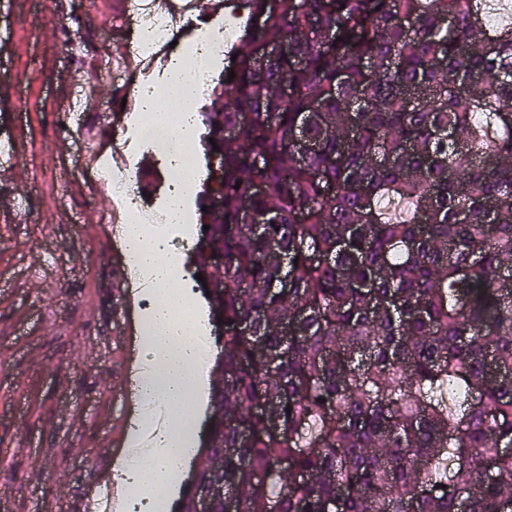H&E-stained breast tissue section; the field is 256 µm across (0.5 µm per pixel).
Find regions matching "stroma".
<instances>
[{
  "label": "stroma",
  "instance_id": "35a3bbf8",
  "mask_svg": "<svg viewBox=\"0 0 512 512\" xmlns=\"http://www.w3.org/2000/svg\"><path fill=\"white\" fill-rule=\"evenodd\" d=\"M126 7L0 0V139L24 172L0 179V512H98L137 411L124 383L152 299L118 282L119 206L97 172L165 164L131 99L143 72L109 68Z\"/></svg>",
  "mask_w": 512,
  "mask_h": 512
}]
</instances>
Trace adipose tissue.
<instances>
[{"label": "adipose tissue", "instance_id": "adipose-tissue-1", "mask_svg": "<svg viewBox=\"0 0 512 512\" xmlns=\"http://www.w3.org/2000/svg\"><path fill=\"white\" fill-rule=\"evenodd\" d=\"M198 96L196 81L185 67L172 74L170 83L138 88L137 110L146 117L165 112L187 115L194 111ZM180 209V198H172L164 215L135 218L122 232L132 275L150 286L155 304L139 342L136 425L112 471L121 497L146 490L159 508L172 483L196 456L191 440L201 375L209 361L191 300L172 288L176 269L167 257V227L178 223Z\"/></svg>", "mask_w": 512, "mask_h": 512}]
</instances>
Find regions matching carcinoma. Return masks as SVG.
<instances>
[{"mask_svg": "<svg viewBox=\"0 0 512 512\" xmlns=\"http://www.w3.org/2000/svg\"><path fill=\"white\" fill-rule=\"evenodd\" d=\"M236 7L248 49L197 116L224 158L195 196L210 438L168 512H512V23L482 0Z\"/></svg>", "mask_w": 512, "mask_h": 512, "instance_id": "1", "label": "carcinoma"}]
</instances>
